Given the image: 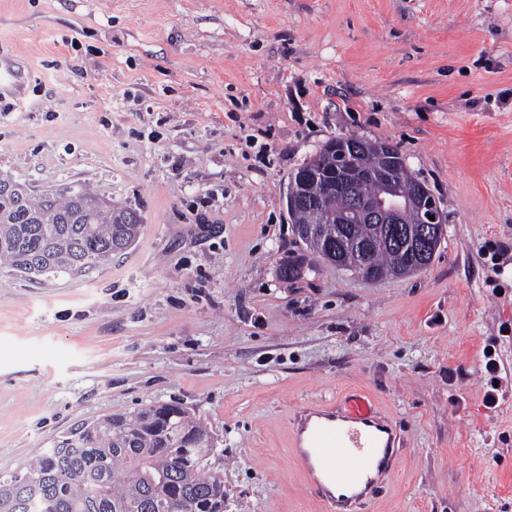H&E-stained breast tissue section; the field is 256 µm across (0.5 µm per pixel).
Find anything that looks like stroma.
Instances as JSON below:
<instances>
[{"instance_id":"stroma-1","label":"stroma","mask_w":512,"mask_h":512,"mask_svg":"<svg viewBox=\"0 0 512 512\" xmlns=\"http://www.w3.org/2000/svg\"><path fill=\"white\" fill-rule=\"evenodd\" d=\"M0 67V173L141 224L85 276L0 267V474L177 403L224 512H322L296 417L365 392L400 453L364 512H512V0H0ZM350 135L439 199L426 271L369 280L295 234L291 175Z\"/></svg>"}]
</instances>
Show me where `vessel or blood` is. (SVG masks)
I'll list each match as a JSON object with an SVG mask.
<instances>
[{"label": "vessel or blood", "instance_id": "vessel-or-blood-1", "mask_svg": "<svg viewBox=\"0 0 512 512\" xmlns=\"http://www.w3.org/2000/svg\"><path fill=\"white\" fill-rule=\"evenodd\" d=\"M296 461L325 512H360L364 501L393 472L399 437L362 394L343 407H320L293 431Z\"/></svg>", "mask_w": 512, "mask_h": 512}]
</instances>
